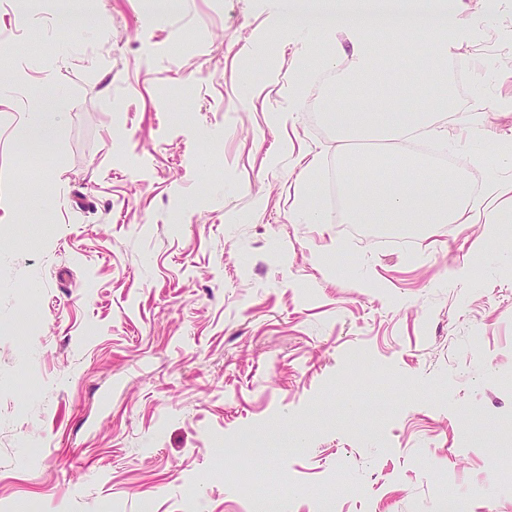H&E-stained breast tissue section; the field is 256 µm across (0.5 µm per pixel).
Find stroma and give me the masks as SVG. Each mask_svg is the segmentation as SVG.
I'll return each instance as SVG.
<instances>
[{
    "mask_svg": "<svg viewBox=\"0 0 512 512\" xmlns=\"http://www.w3.org/2000/svg\"><path fill=\"white\" fill-rule=\"evenodd\" d=\"M38 14L37 31L20 26ZM447 41L512 68V0ZM0 0V72L70 101L55 148L0 99V512H512V239L472 224L290 223L342 152L307 72L330 35L276 0ZM103 19L97 28L95 19ZM295 125L270 126L281 84ZM459 113L512 138V85ZM370 361H353L356 350ZM264 456L243 462L251 438ZM280 91L284 97L288 98V110L274 112L272 115V121L279 127L294 125L298 112V105L300 103L299 90L291 78L288 80V85H283Z\"/></svg>",
    "mask_w": 512,
    "mask_h": 512,
    "instance_id": "1",
    "label": "stroma"
}]
</instances>
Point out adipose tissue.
Wrapping results in <instances>:
<instances>
[{"mask_svg": "<svg viewBox=\"0 0 512 512\" xmlns=\"http://www.w3.org/2000/svg\"><path fill=\"white\" fill-rule=\"evenodd\" d=\"M391 16L388 20L365 24L363 7L343 8L336 0H313L311 10H298L294 0H279L281 21L311 32L331 31L350 36L351 51L339 53L327 49L325 66L344 70L346 87L370 84L385 71L391 59L401 56L413 43L428 39L434 56L419 61L423 75L410 81L406 101H376L362 104L357 97L333 107L329 118L341 134L368 136L380 131H394L406 139L414 131H425L444 137L448 128L441 118L453 112L455 102L449 84H440L438 92H430L425 77L439 73L448 55L446 34L454 29L464 31L472 26L467 6L452 13H441L438 26L425 29L409 23L417 0H387ZM0 90L24 92L23 139L25 150L55 146L59 134L60 113L50 112L41 95L30 89L27 81L0 79ZM341 183L349 205L345 221L349 224H469L487 208H494L497 221L512 222V177L485 183L481 189H470L461 175L445 176L440 168L420 161L412 164V180L401 186L396 176L381 183L356 180L354 170L361 167V156L343 154Z\"/></svg>", "mask_w": 512, "mask_h": 512, "instance_id": "1", "label": "adipose tissue"}]
</instances>
